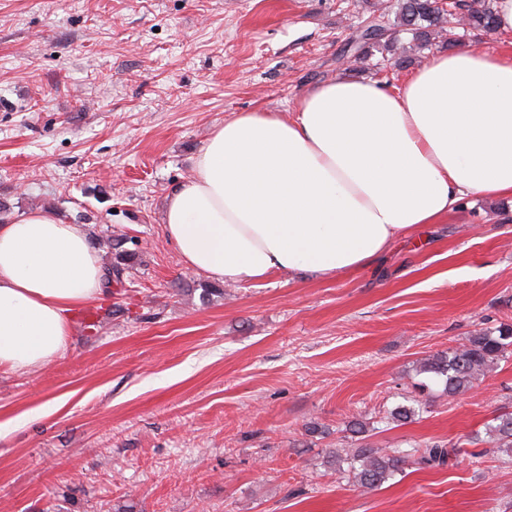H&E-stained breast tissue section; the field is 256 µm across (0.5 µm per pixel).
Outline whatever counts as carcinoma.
Returning <instances> with one entry per match:
<instances>
[{
    "instance_id": "cac0c4a2",
    "label": "carcinoma",
    "mask_w": 512,
    "mask_h": 512,
    "mask_svg": "<svg viewBox=\"0 0 512 512\" xmlns=\"http://www.w3.org/2000/svg\"><path fill=\"white\" fill-rule=\"evenodd\" d=\"M455 23L483 32L497 31L493 0H468L465 7L459 0H446L441 5L438 0H398L392 23L376 19L361 32L356 58L365 59L375 52H387L401 66L406 59L398 53L400 35H411V41L419 48L431 45L436 38L452 47L460 40L453 27ZM376 25L386 28L388 34L370 33L369 29ZM128 243H134V239L125 235L94 238L95 245L109 249L112 254V261L105 267L107 288L123 282L126 270L140 259L139 247L129 249L126 247ZM510 356L511 325L503 326L495 333L479 329L457 347L427 359L421 365L420 372L431 375V378L444 385L448 395L455 396L470 389L478 376ZM488 443L495 452L512 453V414L498 417V424L491 430ZM460 454L461 448L455 444L447 447L432 443L422 448L396 449L391 454H383L377 448H337L330 458L335 471L347 475L363 488L375 489L402 473L409 463L421 468L454 466ZM345 463L348 464L346 469L343 468Z\"/></svg>"
}]
</instances>
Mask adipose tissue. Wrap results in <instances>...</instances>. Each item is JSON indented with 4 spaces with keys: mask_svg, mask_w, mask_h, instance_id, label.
Masks as SVG:
<instances>
[{
    "mask_svg": "<svg viewBox=\"0 0 512 512\" xmlns=\"http://www.w3.org/2000/svg\"><path fill=\"white\" fill-rule=\"evenodd\" d=\"M469 196L512 197V56L465 48L393 92L344 75L289 116L237 113L168 194L164 235L187 267L224 282L331 276ZM104 273L84 227L53 211L0 224V369L58 357Z\"/></svg>",
    "mask_w": 512,
    "mask_h": 512,
    "instance_id": "ef3b65f1",
    "label": "adipose tissue"
}]
</instances>
